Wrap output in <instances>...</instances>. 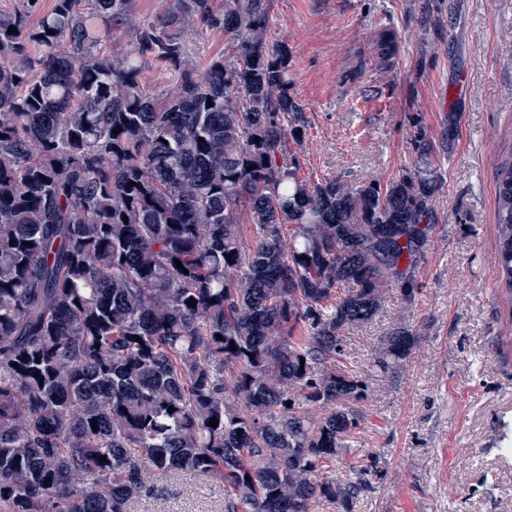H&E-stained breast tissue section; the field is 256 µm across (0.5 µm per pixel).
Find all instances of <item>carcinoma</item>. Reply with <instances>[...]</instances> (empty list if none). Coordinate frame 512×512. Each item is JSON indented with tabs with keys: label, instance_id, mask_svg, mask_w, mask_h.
Here are the masks:
<instances>
[{
	"label": "carcinoma",
	"instance_id": "carcinoma-1",
	"mask_svg": "<svg viewBox=\"0 0 512 512\" xmlns=\"http://www.w3.org/2000/svg\"><path fill=\"white\" fill-rule=\"evenodd\" d=\"M132 6L54 0L35 23L31 0L0 10V512H129L151 471L223 483L224 512H351L378 466L323 471L368 388L344 333L385 289L415 296L431 144L417 133L414 168L384 184L306 180L266 0H168L142 24ZM192 22L234 58L191 61ZM122 31L134 48L112 45ZM396 46L381 35L382 68ZM150 59L176 87L147 94ZM496 220L511 292V161ZM413 344L396 327L376 366Z\"/></svg>",
	"mask_w": 512,
	"mask_h": 512
}]
</instances>
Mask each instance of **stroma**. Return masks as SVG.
Returning a JSON list of instances; mask_svg holds the SVG:
<instances>
[{"label":"stroma","mask_w":512,"mask_h":512,"mask_svg":"<svg viewBox=\"0 0 512 512\" xmlns=\"http://www.w3.org/2000/svg\"><path fill=\"white\" fill-rule=\"evenodd\" d=\"M386 31L398 49L383 69ZM267 38L288 46L307 125L302 177H400L419 130L440 174L414 300L386 289L378 314L346 335L347 367L368 391L329 474L348 480L357 462L378 458L352 512H512V295L495 221L498 168L512 160V0H269ZM187 42L196 62L235 54L220 31L193 25ZM400 325L415 346L381 371L375 360ZM136 510L224 512V487L152 472Z\"/></svg>","instance_id":"obj_1"}]
</instances>
